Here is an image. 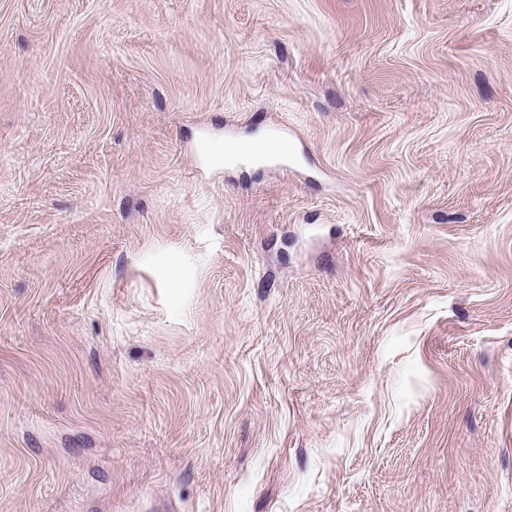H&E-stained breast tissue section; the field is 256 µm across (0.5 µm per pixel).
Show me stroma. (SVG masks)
<instances>
[{
  "label": "stroma",
  "mask_w": 512,
  "mask_h": 512,
  "mask_svg": "<svg viewBox=\"0 0 512 512\" xmlns=\"http://www.w3.org/2000/svg\"><path fill=\"white\" fill-rule=\"evenodd\" d=\"M0 512H512V0H0Z\"/></svg>",
  "instance_id": "1"
}]
</instances>
